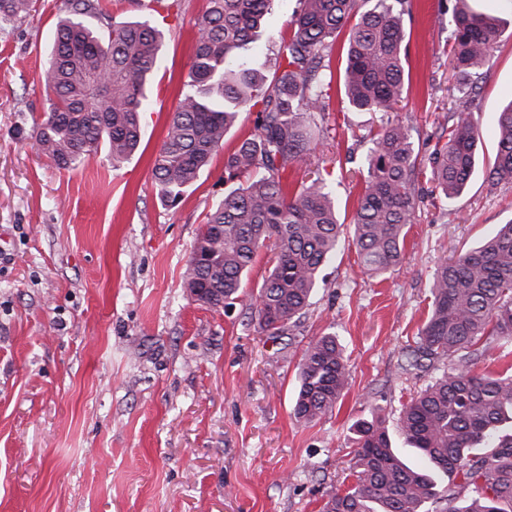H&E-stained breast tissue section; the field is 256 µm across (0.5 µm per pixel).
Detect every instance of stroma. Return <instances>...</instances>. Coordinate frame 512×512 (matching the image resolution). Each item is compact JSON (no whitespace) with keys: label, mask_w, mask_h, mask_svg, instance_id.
I'll return each mask as SVG.
<instances>
[{"label":"stroma","mask_w":512,"mask_h":512,"mask_svg":"<svg viewBox=\"0 0 512 512\" xmlns=\"http://www.w3.org/2000/svg\"><path fill=\"white\" fill-rule=\"evenodd\" d=\"M296 0H277L257 53L290 35ZM63 0H36L0 25V512H319L342 487L356 421L376 406L397 417L429 373L402 372L408 338L429 312L438 263L512 219V182H495L496 117L512 101V0H493L503 32L473 117L479 165L461 196L426 179L401 263L373 276L352 242L371 138L388 118L414 117L428 168L455 105L451 0H410L403 16L409 82L393 113L349 108L332 84L323 141L288 182L321 177L345 226L299 325L272 338L245 303L194 301L182 286L206 214L224 195V158L254 131L244 113L178 208H165L152 167L191 63L206 0L150 13L166 35L142 140L129 160L105 154L63 169L33 127L48 107L42 81ZM336 333L350 387L332 413L293 416L297 363Z\"/></svg>","instance_id":"35a3bbf8"}]
</instances>
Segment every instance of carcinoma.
I'll use <instances>...</instances> for the list:
<instances>
[{"label": "carcinoma", "mask_w": 512, "mask_h": 512, "mask_svg": "<svg viewBox=\"0 0 512 512\" xmlns=\"http://www.w3.org/2000/svg\"><path fill=\"white\" fill-rule=\"evenodd\" d=\"M198 38L153 175L164 206L175 209L224 145L244 112L257 109L254 133L224 158L223 198L207 214L189 253L183 287L196 301L229 308L262 250L272 264L249 308L261 332L276 336L305 313L336 255L341 224L322 178L284 183L288 167L316 146L317 118L334 78L333 40L349 27L342 88L350 107L390 112L405 90L402 16L408 0H297L272 76L253 52L274 0H207ZM370 4L359 11V3ZM482 0H453L450 53L458 91L476 94L490 67L501 19ZM33 0H0V22L30 13ZM100 0H66L43 71L48 112L33 137L43 155L70 168L100 152L117 164L134 153L141 113L162 58L164 33L149 20L112 21ZM498 145L488 177L512 180V101L497 116ZM413 122L388 121L373 136L364 191L353 217L362 268L379 275L398 265L415 208L419 171ZM437 140L431 177L452 200L476 166L477 125L461 112ZM430 313L401 368L442 365L402 405L397 432L423 465L400 457L382 416L354 425L350 485L330 493L321 512H512V364L478 370L497 339L512 341V219L479 246L438 265ZM349 387L344 349L334 333L311 341L298 371L295 419L330 413Z\"/></svg>", "instance_id": "obj_1"}]
</instances>
